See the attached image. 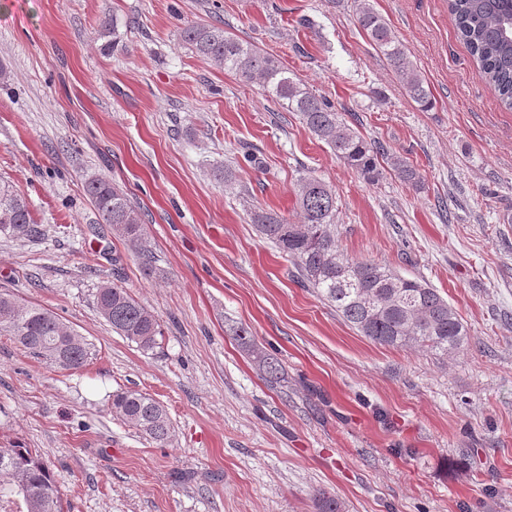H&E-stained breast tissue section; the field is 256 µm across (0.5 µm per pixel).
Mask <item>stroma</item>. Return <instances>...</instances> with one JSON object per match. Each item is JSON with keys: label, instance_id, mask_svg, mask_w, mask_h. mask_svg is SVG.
Instances as JSON below:
<instances>
[{"label": "stroma", "instance_id": "obj_1", "mask_svg": "<svg viewBox=\"0 0 512 512\" xmlns=\"http://www.w3.org/2000/svg\"><path fill=\"white\" fill-rule=\"evenodd\" d=\"M434 99L423 111L359 28L353 0H0V182L39 237L0 234V290L92 345L77 370L0 334V443L47 464L64 512H512V111L478 74L446 0H369ZM275 55L367 142L369 182L263 88L191 53L186 23ZM231 181H224V171ZM104 175L145 220L156 272L102 223ZM336 192L349 256L419 278L467 330L445 354L377 344L302 287L250 222L296 215L300 177ZM117 283L158 320L156 348L94 302ZM248 327L285 369L266 383L226 333ZM160 401V445L112 411Z\"/></svg>", "mask_w": 512, "mask_h": 512}]
</instances>
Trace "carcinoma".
I'll return each instance as SVG.
<instances>
[{
    "instance_id": "obj_1",
    "label": "carcinoma",
    "mask_w": 512,
    "mask_h": 512,
    "mask_svg": "<svg viewBox=\"0 0 512 512\" xmlns=\"http://www.w3.org/2000/svg\"><path fill=\"white\" fill-rule=\"evenodd\" d=\"M358 3L357 21L401 80L406 95L419 107H433L431 91L418 73L411 54L387 21L368 0ZM457 35L475 59L479 75L512 110V0H448ZM186 47L198 56L247 82H255L296 112L311 133L323 141L349 168L364 179H379L378 155L325 98L313 94L273 55L224 31L221 26L188 23L182 30ZM391 166L403 182L415 187L420 173L398 157ZM84 191L104 223L139 254L145 270L155 272L154 256L144 244L141 212L119 186L103 176L85 180ZM299 220L256 207L252 223L276 249L287 255L305 287L336 308L361 335L381 345L458 350L467 332L448 301L427 282L408 278L371 261L344 255L336 244V193L323 181L303 177L296 190ZM40 232L26 198L12 186L0 184V233L33 236ZM96 305L112 330L137 347L151 350L162 336L152 312L121 285L97 288ZM0 331L13 336L29 355L64 369L84 366L92 356L89 343L52 310L21 303L0 292ZM232 338L247 349L264 379L278 384L283 368L254 340L249 328H229ZM112 410L153 441L164 444L171 424L164 405L138 391L112 395ZM0 512H62V500L40 455L19 442L0 445Z\"/></svg>"
}]
</instances>
